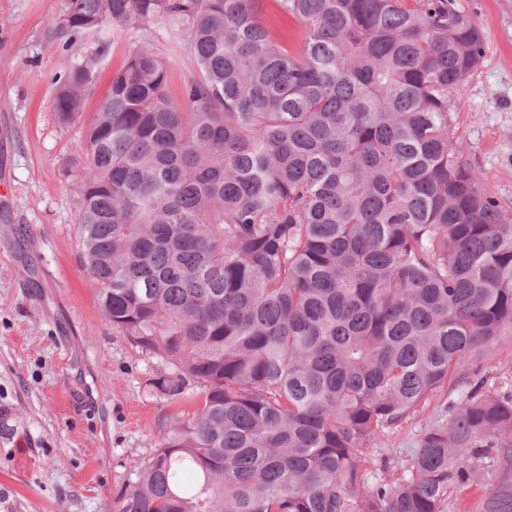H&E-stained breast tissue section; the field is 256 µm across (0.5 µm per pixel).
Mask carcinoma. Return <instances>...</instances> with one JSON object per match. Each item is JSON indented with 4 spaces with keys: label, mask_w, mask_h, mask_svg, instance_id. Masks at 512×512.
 I'll return each instance as SVG.
<instances>
[{
    "label": "carcinoma",
    "mask_w": 512,
    "mask_h": 512,
    "mask_svg": "<svg viewBox=\"0 0 512 512\" xmlns=\"http://www.w3.org/2000/svg\"><path fill=\"white\" fill-rule=\"evenodd\" d=\"M278 2L297 55L257 0H65L50 34L62 124L120 30L164 21L200 70L179 104L170 61L132 53L63 166L103 318L170 364L158 393L202 394L120 512H442L512 448V395L475 386L393 486L363 463L512 324V213L449 129L484 36L458 0ZM258 9L263 24L277 36L288 51L298 52L305 34L302 24L281 12L276 0H259Z\"/></svg>",
    "instance_id": "1"
}]
</instances>
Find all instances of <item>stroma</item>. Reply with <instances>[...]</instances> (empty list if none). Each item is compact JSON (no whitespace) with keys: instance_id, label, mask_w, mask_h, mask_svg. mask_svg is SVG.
<instances>
[{"instance_id":"obj_1","label":"stroma","mask_w":512,"mask_h":512,"mask_svg":"<svg viewBox=\"0 0 512 512\" xmlns=\"http://www.w3.org/2000/svg\"><path fill=\"white\" fill-rule=\"evenodd\" d=\"M482 29L485 54L450 95V124L486 190L512 211V0H461ZM64 0H0V512H119L121 492L198 393L168 399L150 386L165 362L138 352L103 319L77 262L76 196L64 158L83 145L115 72L145 47L174 58L168 90L182 102L198 79L193 57L162 22L117 32L81 122L59 124L54 77L69 59L49 47ZM259 16L290 52L305 30L276 0ZM512 395V327L456 370L409 418L379 431L366 455L369 486L409 475L428 430L448 426L471 387ZM503 478L490 452L476 483L448 491L444 512H483Z\"/></svg>"}]
</instances>
